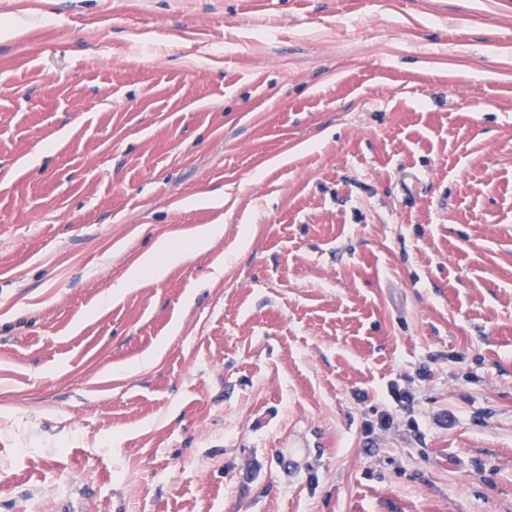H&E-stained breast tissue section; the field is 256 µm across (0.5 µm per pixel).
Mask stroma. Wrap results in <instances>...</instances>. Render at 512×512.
Segmentation results:
<instances>
[{"mask_svg":"<svg viewBox=\"0 0 512 512\" xmlns=\"http://www.w3.org/2000/svg\"><path fill=\"white\" fill-rule=\"evenodd\" d=\"M0 512H512V0H0Z\"/></svg>","mask_w":512,"mask_h":512,"instance_id":"35a3bbf8","label":"stroma"}]
</instances>
